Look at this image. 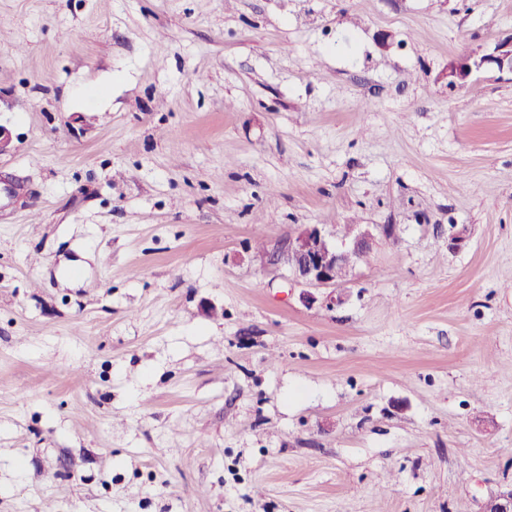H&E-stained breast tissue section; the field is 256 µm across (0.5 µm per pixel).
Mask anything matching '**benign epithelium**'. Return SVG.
<instances>
[{
	"label": "benign epithelium",
	"instance_id": "1",
	"mask_svg": "<svg viewBox=\"0 0 512 512\" xmlns=\"http://www.w3.org/2000/svg\"><path fill=\"white\" fill-rule=\"evenodd\" d=\"M493 63L498 69L512 71V39L498 45V54L460 57L448 63L447 84L451 88L464 85L473 69ZM373 235L364 231L354 238L353 245L340 250L331 243L319 225H305L288 237L276 253V261L287 266L293 281L305 288H337L336 267L351 264L352 258L364 255Z\"/></svg>",
	"mask_w": 512,
	"mask_h": 512
}]
</instances>
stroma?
I'll list each match as a JSON object with an SVG mask.
<instances>
[{"label": "stroma", "mask_w": 512, "mask_h": 512, "mask_svg": "<svg viewBox=\"0 0 512 512\" xmlns=\"http://www.w3.org/2000/svg\"><path fill=\"white\" fill-rule=\"evenodd\" d=\"M509 38L512 0H0V512L511 495L512 73L443 77ZM307 224L374 236L308 303Z\"/></svg>", "instance_id": "1"}]
</instances>
